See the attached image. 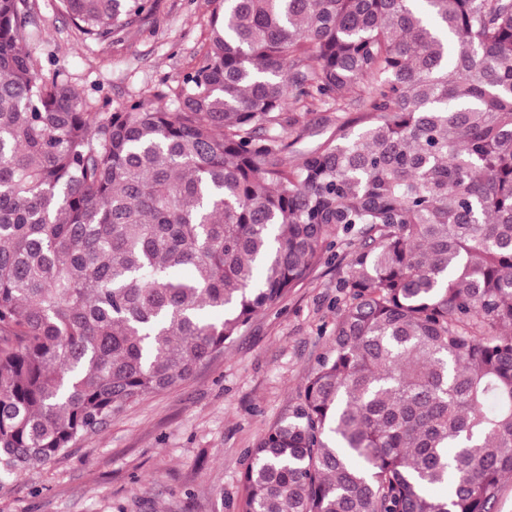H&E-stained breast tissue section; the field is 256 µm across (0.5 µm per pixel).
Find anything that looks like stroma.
I'll return each mask as SVG.
<instances>
[{
    "mask_svg": "<svg viewBox=\"0 0 512 512\" xmlns=\"http://www.w3.org/2000/svg\"><path fill=\"white\" fill-rule=\"evenodd\" d=\"M33 4L26 49L102 108L139 96L172 107L167 92L198 63L214 9L212 0H156L148 20L92 45L55 0ZM336 132L335 112L321 108L288 140L298 155ZM348 252L322 254L305 281L190 380L112 418L1 493L0 512H245L248 451L287 415L326 352Z\"/></svg>",
    "mask_w": 512,
    "mask_h": 512,
    "instance_id": "stroma-1",
    "label": "stroma"
}]
</instances>
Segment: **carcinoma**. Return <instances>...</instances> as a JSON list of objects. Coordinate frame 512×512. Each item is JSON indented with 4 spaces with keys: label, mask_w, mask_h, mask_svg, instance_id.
<instances>
[{
    "label": "carcinoma",
    "mask_w": 512,
    "mask_h": 512,
    "mask_svg": "<svg viewBox=\"0 0 512 512\" xmlns=\"http://www.w3.org/2000/svg\"><path fill=\"white\" fill-rule=\"evenodd\" d=\"M215 2L174 109L99 112L24 49L32 0H0V493L190 379L355 236L328 350L250 450L245 512H495L512 0ZM57 6L104 43L154 0ZM323 107L340 134L289 156Z\"/></svg>",
    "instance_id": "1"
}]
</instances>
